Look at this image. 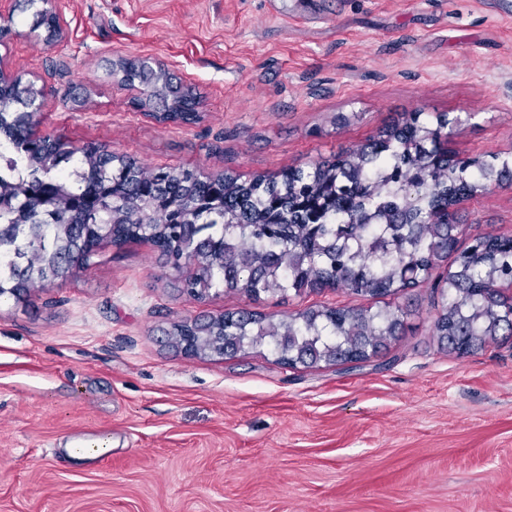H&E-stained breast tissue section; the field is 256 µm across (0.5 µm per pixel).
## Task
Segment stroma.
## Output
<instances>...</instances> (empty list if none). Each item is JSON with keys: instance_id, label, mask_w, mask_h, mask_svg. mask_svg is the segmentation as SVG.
<instances>
[{"instance_id": "1", "label": "stroma", "mask_w": 512, "mask_h": 512, "mask_svg": "<svg viewBox=\"0 0 512 512\" xmlns=\"http://www.w3.org/2000/svg\"><path fill=\"white\" fill-rule=\"evenodd\" d=\"M63 29L0 0V61L43 91L35 132L148 169L246 181L335 159L409 118L461 121L458 161L512 159V0H52ZM147 60L194 97L121 83ZM459 241L512 236V185L469 197ZM150 242L0 297V512H512V334L466 356L434 332L432 284L389 297L403 328L367 361L288 366L265 342L189 357L173 323L277 322L340 291L183 293ZM108 438L98 464L63 454Z\"/></svg>"}]
</instances>
